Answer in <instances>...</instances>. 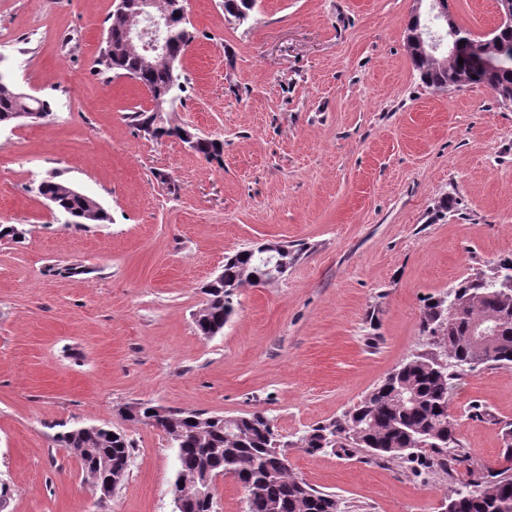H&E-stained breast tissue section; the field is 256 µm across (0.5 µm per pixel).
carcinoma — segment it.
Here are the masks:
<instances>
[{"label":"carcinoma","instance_id":"carcinoma-1","mask_svg":"<svg viewBox=\"0 0 512 512\" xmlns=\"http://www.w3.org/2000/svg\"><path fill=\"white\" fill-rule=\"evenodd\" d=\"M109 14L104 22L102 46L96 60L99 73L127 78L149 93L154 108L129 114L133 125L144 130L147 121L160 112V106L183 102L188 78L182 58L194 40L188 27L184 0H170L174 23L167 31L172 63L161 66L154 56L122 47L125 32L138 24L135 0ZM512 44V24L493 30L486 39L477 38L458 26L448 34L449 48L432 53L407 42L414 69L421 82L437 91L460 90L473 84L488 87L504 106L512 105V58L496 66L478 69L474 61L495 56L494 49ZM463 63H458V60ZM23 110L52 115L51 103L36 96L20 99L0 88V125H7L13 114ZM217 139L198 136L196 153L211 161ZM38 193L55 210L70 216V225L86 228L107 220L104 212L87 206V195L53 178L42 181ZM297 253L285 245L250 246L224 258L221 274L203 288L206 301L196 313L195 323L205 337L219 334L235 310L242 288L268 281V265L283 275L295 262ZM512 257L499 260L460 281L454 294L459 309L448 317L443 298L426 299L420 332L441 336L448 355L461 365H469L475 353L474 325L488 316L500 318L491 349L482 361L498 368L512 367ZM437 353L415 355L400 364L352 411L326 424L317 425L302 437L310 453L322 450L324 437L334 439L332 447L346 451L359 448L373 457L432 465L426 454L437 456V465L459 456L460 444L451 434L456 420L450 413V400L459 370L436 364ZM124 419L149 425L161 431L177 448L174 486L201 484L204 475L234 479L247 492L246 512H341L336 496L319 491L283 468L266 426L272 424L265 413L254 411L236 416L207 415L189 409H171L151 402H137L125 408ZM55 441L75 454L86 478L96 472L127 475L133 441L105 425L79 426L56 434ZM471 479L449 489L445 501L455 512H512V465L497 470L470 472Z\"/></svg>","mask_w":512,"mask_h":512}]
</instances>
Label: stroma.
Listing matches in <instances>:
<instances>
[{"mask_svg":"<svg viewBox=\"0 0 512 512\" xmlns=\"http://www.w3.org/2000/svg\"><path fill=\"white\" fill-rule=\"evenodd\" d=\"M114 0H0V67L50 101L49 119L0 129V480L8 512H174L176 450L122 420L149 401L276 419L295 476L344 512H443L471 468H501L512 369L482 365L450 412L467 459L426 474L360 450L308 453L304 431L342 417L397 365L433 351L425 299L512 256V105L482 85L427 88L407 49L413 0H257L224 22L187 0L190 78L170 123L224 142L209 162L128 115L145 91L95 59ZM481 36L496 0H451ZM58 177L108 219L65 228L39 195ZM447 203L439 212V203ZM298 250L283 276L242 289L201 336L203 286L226 255ZM107 425L134 442L107 500L57 432Z\"/></svg>","mask_w":512,"mask_h":512,"instance_id":"stroma-1","label":"stroma"}]
</instances>
